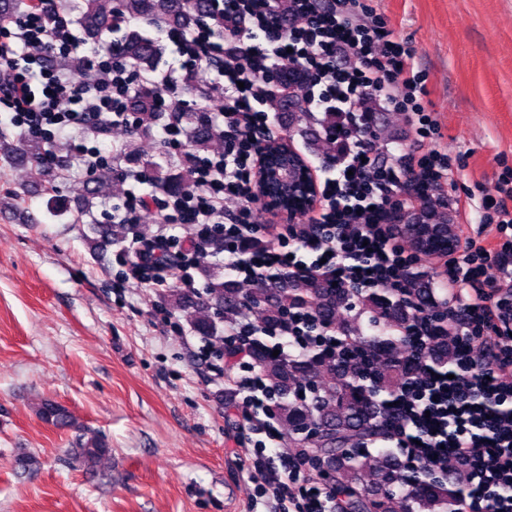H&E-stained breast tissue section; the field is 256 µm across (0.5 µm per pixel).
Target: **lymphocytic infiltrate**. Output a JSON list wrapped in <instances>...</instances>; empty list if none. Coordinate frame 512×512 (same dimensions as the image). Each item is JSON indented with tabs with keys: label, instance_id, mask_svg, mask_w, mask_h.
Instances as JSON below:
<instances>
[{
	"label": "lymphocytic infiltrate",
	"instance_id": "obj_1",
	"mask_svg": "<svg viewBox=\"0 0 512 512\" xmlns=\"http://www.w3.org/2000/svg\"><path fill=\"white\" fill-rule=\"evenodd\" d=\"M212 10L191 32H169L178 69L198 72L223 58L224 108L219 127L224 148L190 155L193 181L181 195L149 198L129 194L120 223H136L147 204L158 222L151 238L127 252V279L181 288L196 285L202 260L197 233L220 228L224 267L250 278L258 267L278 266L295 275H331L343 288H386L406 295L413 266L432 263L439 269V294L429 310L414 313L404 334L414 352L447 343L452 361L438 370L412 361L406 384L389 408V433L408 459L431 469L457 463L467 490L455 512H512V349L501 337L512 334V181L498 186V197L483 199L478 235L453 252L427 256L407 251L393 212L429 205L445 193L452 173L447 154L413 148L381 153L366 133L372 122L367 104L405 112L416 134L434 138L436 119L426 112L424 79L414 73L410 56L394 41L378 16L358 11V0H210ZM73 24L57 0H40L12 24H0V105L11 122L32 134L75 135L72 153L87 171H96L102 151L90 142L103 127L133 129L137 118L128 109L143 81L117 52L74 55ZM247 40L246 56L226 55L213 35ZM41 67V93H34L19 57ZM293 66L305 76L302 98L307 112H333L344 119L337 138L339 155L321 165L323 185L314 216L306 224H257L255 192L260 146L276 139L265 111L267 75ZM177 69V70H178ZM175 72V71H174ZM173 71L152 81L161 109L168 112L164 135L182 148L181 116L189 105L186 88ZM236 208H227V201ZM190 225L195 236L178 239L176 226ZM264 247H256L259 239ZM184 244L186 262L167 266L156 261L159 250ZM281 355L303 354L322 347V333L297 311L285 327L270 331ZM242 400L249 415L237 437L246 449L244 464L258 486L266 512H327L332 493L311 477L304 454L280 451L281 434L265 413L268 386L259 376L243 381ZM265 435L272 455H254L256 435Z\"/></svg>",
	"mask_w": 512,
	"mask_h": 512
}]
</instances>
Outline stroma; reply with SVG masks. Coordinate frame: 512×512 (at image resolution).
I'll return each mask as SVG.
<instances>
[{"label":"stroma","instance_id":"obj_1","mask_svg":"<svg viewBox=\"0 0 512 512\" xmlns=\"http://www.w3.org/2000/svg\"><path fill=\"white\" fill-rule=\"evenodd\" d=\"M393 29L426 79L438 140H417L404 113L379 111V150L437 148L453 163L454 223L475 235L469 197L512 178V0H361ZM30 167L0 162V512H264L242 469L241 394L199 359V337L162 289L124 282L122 246L92 244L33 193ZM64 406L73 427L38 414ZM98 436L108 465L89 468ZM34 461L32 471L19 466ZM77 452L90 467L102 466L111 459L109 448L97 437H91L86 442L80 443Z\"/></svg>","mask_w":512,"mask_h":512}]
</instances>
